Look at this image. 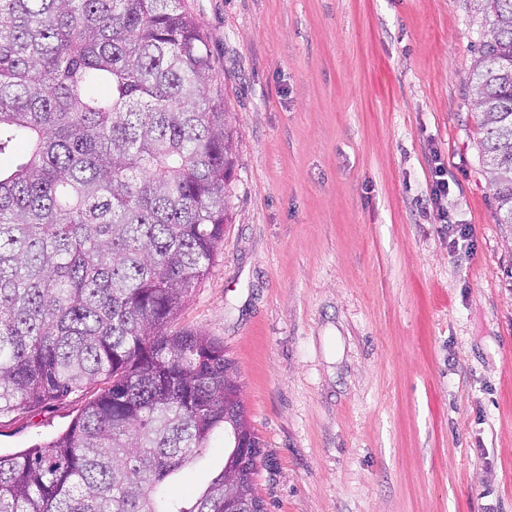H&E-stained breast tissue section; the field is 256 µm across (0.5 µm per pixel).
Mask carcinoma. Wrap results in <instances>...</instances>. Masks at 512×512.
Masks as SVG:
<instances>
[{
  "label": "carcinoma",
  "instance_id": "cac0c4a2",
  "mask_svg": "<svg viewBox=\"0 0 512 512\" xmlns=\"http://www.w3.org/2000/svg\"><path fill=\"white\" fill-rule=\"evenodd\" d=\"M475 51L483 137L512 228V0ZM181 0H0V417L104 384L57 437L0 454V512H267L224 344L176 329L232 223L236 131ZM102 86L106 94L94 89ZM224 434L186 504L169 478Z\"/></svg>",
  "mask_w": 512,
  "mask_h": 512
}]
</instances>
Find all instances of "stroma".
Wrapping results in <instances>:
<instances>
[{
  "label": "stroma",
  "instance_id": "stroma-1",
  "mask_svg": "<svg viewBox=\"0 0 512 512\" xmlns=\"http://www.w3.org/2000/svg\"><path fill=\"white\" fill-rule=\"evenodd\" d=\"M183 5L237 166L178 324L235 366L267 512H512V232L480 151L477 0ZM87 399L1 416L0 453L61 434ZM223 464L219 434L173 491L195 498ZM436 164L429 198L431 204L440 210L443 209L442 200L448 198L450 185L448 183V174L444 164L441 162H436Z\"/></svg>",
  "mask_w": 512,
  "mask_h": 512
}]
</instances>
